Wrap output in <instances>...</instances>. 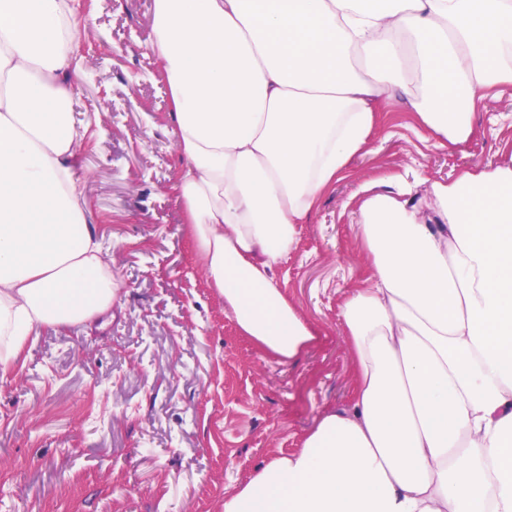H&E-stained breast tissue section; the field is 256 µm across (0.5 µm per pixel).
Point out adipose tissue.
<instances>
[{"instance_id":"adipose-tissue-1","label":"adipose tissue","mask_w":512,"mask_h":512,"mask_svg":"<svg viewBox=\"0 0 512 512\" xmlns=\"http://www.w3.org/2000/svg\"><path fill=\"white\" fill-rule=\"evenodd\" d=\"M153 33L186 231L239 330L282 363L316 331L276 269L377 104L401 99L426 139L459 148L477 93L512 84V0H153ZM81 35L69 0H0L4 365L39 328L95 326L120 292L77 177ZM423 183L359 187L349 399L224 512H512V164L425 198Z\"/></svg>"}]
</instances>
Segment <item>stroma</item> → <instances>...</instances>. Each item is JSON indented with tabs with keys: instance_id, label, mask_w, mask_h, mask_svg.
Segmentation results:
<instances>
[{
	"instance_id": "obj_1",
	"label": "stroma",
	"mask_w": 512,
	"mask_h": 512,
	"mask_svg": "<svg viewBox=\"0 0 512 512\" xmlns=\"http://www.w3.org/2000/svg\"><path fill=\"white\" fill-rule=\"evenodd\" d=\"M152 3L81 0L78 177L122 292L104 329L40 328L0 375V512H224L256 469L301 448L350 395L341 306L367 260L344 203L362 182L414 165L448 182L512 161V85L477 105V134L461 150L422 139L405 104H381L369 144L276 271L317 332L297 362L278 363L240 333L184 232Z\"/></svg>"
}]
</instances>
